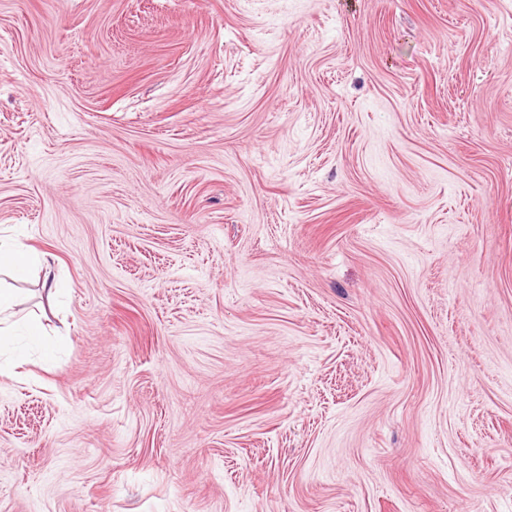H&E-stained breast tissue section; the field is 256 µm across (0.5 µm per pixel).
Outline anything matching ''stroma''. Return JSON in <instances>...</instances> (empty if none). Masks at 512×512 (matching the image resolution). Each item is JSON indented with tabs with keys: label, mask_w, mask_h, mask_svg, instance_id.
<instances>
[{
	"label": "stroma",
	"mask_w": 512,
	"mask_h": 512,
	"mask_svg": "<svg viewBox=\"0 0 512 512\" xmlns=\"http://www.w3.org/2000/svg\"><path fill=\"white\" fill-rule=\"evenodd\" d=\"M0 512H512V0H0ZM33 268L43 272V288L49 294L56 292L57 280L52 272L48 253H39L20 242H5L0 239V272H7L15 280H24ZM17 305V298L15 294L9 289H0V341L11 336L10 320L13 316V309ZM3 326V327H2Z\"/></svg>",
	"instance_id": "1"
}]
</instances>
